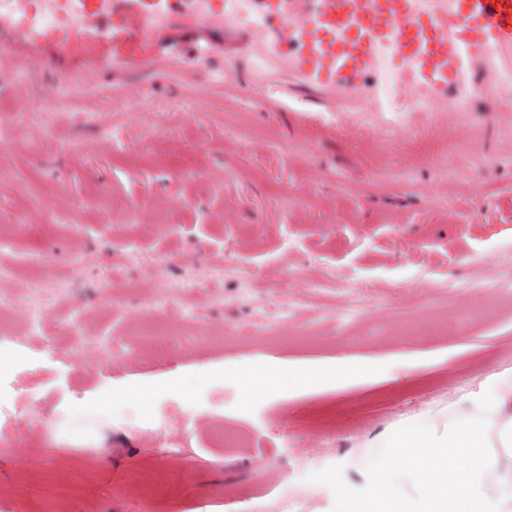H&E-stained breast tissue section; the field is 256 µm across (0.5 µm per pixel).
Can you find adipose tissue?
<instances>
[{"label": "adipose tissue", "mask_w": 512, "mask_h": 512, "mask_svg": "<svg viewBox=\"0 0 512 512\" xmlns=\"http://www.w3.org/2000/svg\"><path fill=\"white\" fill-rule=\"evenodd\" d=\"M343 366L267 365L242 374L253 398L281 386L291 390L351 380ZM387 457L366 461L367 481L343 487L335 512H512V378L493 374L448 408L444 425L399 428ZM468 464L449 471V453Z\"/></svg>", "instance_id": "1"}]
</instances>
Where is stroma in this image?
I'll return each instance as SVG.
<instances>
[{"label":"stroma","instance_id":"obj_1","mask_svg":"<svg viewBox=\"0 0 512 512\" xmlns=\"http://www.w3.org/2000/svg\"><path fill=\"white\" fill-rule=\"evenodd\" d=\"M19 35L49 65L0 89L14 142L0 153V297L12 302L0 344L13 355L0 367V512H334L393 428L512 374L498 357L512 310L465 323L404 309L439 286L495 301L512 266L506 117L471 113L447 139L390 134L365 151L315 117L220 87L200 103L187 81L152 73L134 133L112 60L168 55L171 39L86 32L71 60L65 31ZM47 81L58 95L37 101ZM462 126L477 152L460 148ZM158 265L187 303L151 287ZM108 281L123 288L113 304ZM30 283L68 297L30 312L15 300ZM160 326L186 346L151 348ZM336 362L373 374L251 400L239 379L263 363ZM458 371L451 393H430ZM21 374L36 386L31 410ZM315 407L371 423L301 456L290 437Z\"/></svg>","mask_w":512,"mask_h":512}]
</instances>
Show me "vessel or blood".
Here are the masks:
<instances>
[{
  "instance_id": "vessel-or-blood-1",
  "label": "vessel or blood",
  "mask_w": 512,
  "mask_h": 512,
  "mask_svg": "<svg viewBox=\"0 0 512 512\" xmlns=\"http://www.w3.org/2000/svg\"><path fill=\"white\" fill-rule=\"evenodd\" d=\"M117 24L144 41L162 32L206 31L222 53L216 79H197L205 100L225 94L286 112L332 115L345 136L375 150L389 130L448 133L445 116H512V0H224L221 14H192L178 0L158 14L135 0L85 28ZM147 84L127 80L129 111L142 112Z\"/></svg>"
}]
</instances>
